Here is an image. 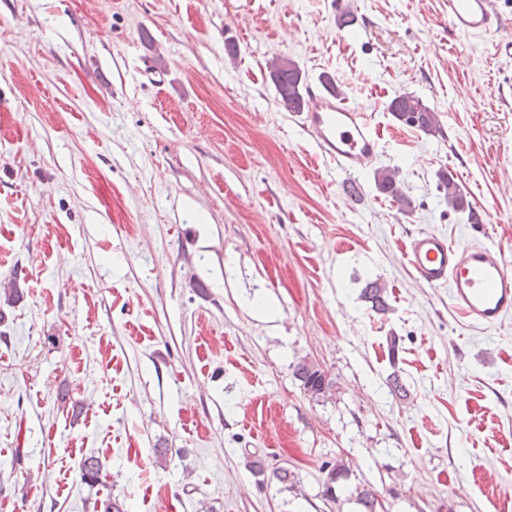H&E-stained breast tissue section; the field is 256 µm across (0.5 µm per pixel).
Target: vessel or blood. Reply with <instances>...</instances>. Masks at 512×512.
<instances>
[{
  "instance_id": "1",
  "label": "vessel or blood",
  "mask_w": 512,
  "mask_h": 512,
  "mask_svg": "<svg viewBox=\"0 0 512 512\" xmlns=\"http://www.w3.org/2000/svg\"><path fill=\"white\" fill-rule=\"evenodd\" d=\"M453 31L493 34L503 25L497 0H447ZM298 123L322 157L347 175L373 165L380 137L362 107L347 104L321 89H309L308 108ZM404 258L414 278L427 288L448 291L451 306L470 322L487 329L512 316V265L501 248L486 244L464 247L435 232L412 234Z\"/></svg>"
}]
</instances>
